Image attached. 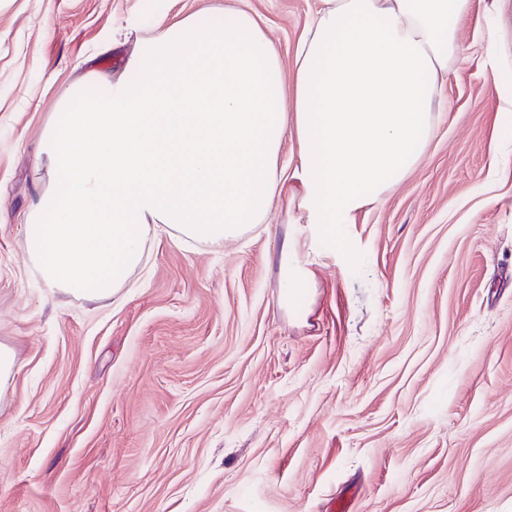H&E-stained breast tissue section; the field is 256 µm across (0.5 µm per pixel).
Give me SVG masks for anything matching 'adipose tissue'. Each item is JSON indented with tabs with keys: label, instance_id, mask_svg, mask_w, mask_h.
<instances>
[{
	"label": "adipose tissue",
	"instance_id": "1",
	"mask_svg": "<svg viewBox=\"0 0 512 512\" xmlns=\"http://www.w3.org/2000/svg\"><path fill=\"white\" fill-rule=\"evenodd\" d=\"M473 0H315L284 108L279 54L237 8L152 32L134 79L90 71L42 134L50 182L24 227L51 287L112 298L160 233L213 248L297 205L320 238L420 164ZM97 90L86 98L88 87ZM294 134L298 162L279 163Z\"/></svg>",
	"mask_w": 512,
	"mask_h": 512
}]
</instances>
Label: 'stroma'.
<instances>
[{
  "label": "stroma",
  "mask_w": 512,
  "mask_h": 512,
  "mask_svg": "<svg viewBox=\"0 0 512 512\" xmlns=\"http://www.w3.org/2000/svg\"><path fill=\"white\" fill-rule=\"evenodd\" d=\"M224 2L0 0V512H512V40L482 49L512 4L473 0L436 137L340 244L281 202L224 247H147L110 299L29 263L75 74H120L149 30ZM242 6L291 95L315 0ZM287 240L312 277L294 303Z\"/></svg>",
  "instance_id": "35a3bbf8"
}]
</instances>
